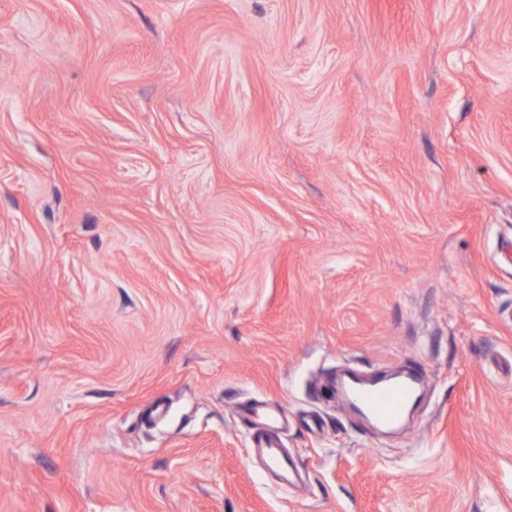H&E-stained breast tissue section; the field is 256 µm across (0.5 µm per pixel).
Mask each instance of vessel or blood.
I'll return each instance as SVG.
<instances>
[{"label":"vessel or blood","mask_w":512,"mask_h":512,"mask_svg":"<svg viewBox=\"0 0 512 512\" xmlns=\"http://www.w3.org/2000/svg\"><path fill=\"white\" fill-rule=\"evenodd\" d=\"M416 393L415 383L401 378L376 386H358L345 390L344 399L349 406L359 408L377 424L392 426L402 419ZM278 425V413L268 411L266 427L254 434L251 446L266 467L278 476L281 485L286 486L294 479L295 467L293 460L282 449L276 432Z\"/></svg>","instance_id":"b4317fda"}]
</instances>
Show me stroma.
<instances>
[{"label": "stroma", "mask_w": 512, "mask_h": 512, "mask_svg": "<svg viewBox=\"0 0 512 512\" xmlns=\"http://www.w3.org/2000/svg\"><path fill=\"white\" fill-rule=\"evenodd\" d=\"M503 242L512 0H0V512H512ZM417 383L401 378L376 386H358L343 391L345 402L359 408L378 425L394 426L417 393ZM279 415L274 410L266 414V428L252 437L251 448L263 459L266 467L274 472L281 485L292 483L295 476L293 460L282 450V444L276 429L279 425Z\"/></svg>", "instance_id": "stroma-1"}]
</instances>
